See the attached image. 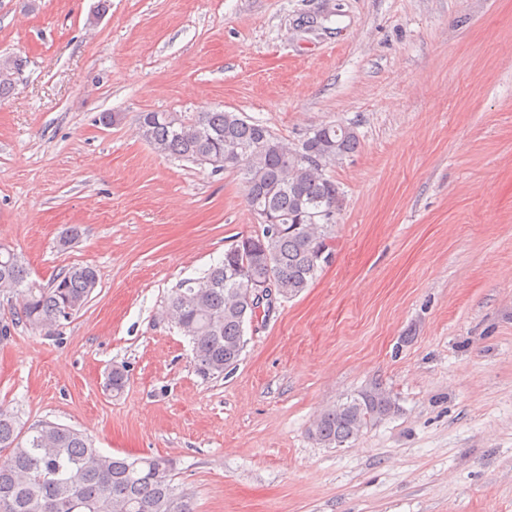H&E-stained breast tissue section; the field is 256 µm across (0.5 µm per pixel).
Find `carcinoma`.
I'll return each mask as SVG.
<instances>
[{"mask_svg":"<svg viewBox=\"0 0 512 512\" xmlns=\"http://www.w3.org/2000/svg\"><path fill=\"white\" fill-rule=\"evenodd\" d=\"M20 58L0 59V100L12 89ZM142 138L157 152L212 170L242 171L248 206L259 223L224 261L202 276L180 282L169 297L167 318L190 338L196 373L220 378L238 364L246 341L242 325L259 316L246 298L244 280L276 277L280 296L293 298L317 278L332 246L341 189L326 169L355 153L356 130L323 124L290 146L268 126L235 112H175L140 116ZM269 224L283 230L270 232ZM326 258L319 259V252ZM98 283L91 265H76L48 285L27 281L21 257L0 249V290L15 291L16 321L47 335L59 333L69 310L82 309ZM111 392L127 385L124 367L107 375ZM400 410L397 399L373 386L323 411L308 429L319 444L341 447L364 428ZM173 462L161 456L114 457L95 448L78 429L43 422L24 431L9 410L0 408V512H195L188 493L173 484Z\"/></svg>","mask_w":512,"mask_h":512,"instance_id":"cac0c4a2","label":"carcinoma"}]
</instances>
